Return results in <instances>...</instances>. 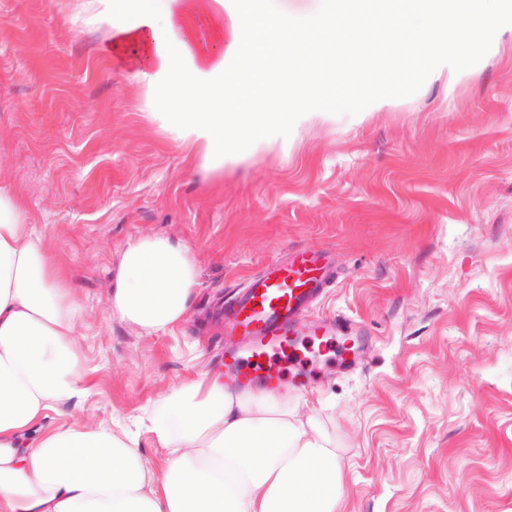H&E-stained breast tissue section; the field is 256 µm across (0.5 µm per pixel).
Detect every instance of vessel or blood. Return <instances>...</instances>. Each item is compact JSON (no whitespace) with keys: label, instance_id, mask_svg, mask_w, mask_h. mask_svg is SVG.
I'll use <instances>...</instances> for the list:
<instances>
[{"label":"vessel or blood","instance_id":"obj_1","mask_svg":"<svg viewBox=\"0 0 512 512\" xmlns=\"http://www.w3.org/2000/svg\"><path fill=\"white\" fill-rule=\"evenodd\" d=\"M330 270L325 254L296 252L266 262L243 290L225 301V366L233 383L272 391L287 383L304 384L315 366L304 347L335 342L324 327L307 318L324 294Z\"/></svg>","mask_w":512,"mask_h":512}]
</instances>
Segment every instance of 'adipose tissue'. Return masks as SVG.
I'll list each match as a JSON object with an SVG mask.
<instances>
[{
    "label": "adipose tissue",
    "mask_w": 512,
    "mask_h": 512,
    "mask_svg": "<svg viewBox=\"0 0 512 512\" xmlns=\"http://www.w3.org/2000/svg\"><path fill=\"white\" fill-rule=\"evenodd\" d=\"M69 22L104 24L112 50L140 52L167 83L179 136L215 169L269 144L285 120L327 109L284 67L307 28L354 44L357 14L292 20L261 0H47ZM191 249L143 235L120 252L107 306L158 333L188 317L199 285ZM77 303L20 195L0 187V512H337L345 494L336 437L277 391L239 390L222 370L164 393L146 427L166 448L156 473L136 437L106 427L40 429L49 410L92 386L76 343Z\"/></svg>",
    "instance_id": "obj_1"
}]
</instances>
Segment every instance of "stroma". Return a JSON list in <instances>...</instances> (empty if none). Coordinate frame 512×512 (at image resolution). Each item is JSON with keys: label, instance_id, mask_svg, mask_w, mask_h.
I'll return each instance as SVG.
<instances>
[{"label": "stroma", "instance_id": "35a3bbf8", "mask_svg": "<svg viewBox=\"0 0 512 512\" xmlns=\"http://www.w3.org/2000/svg\"><path fill=\"white\" fill-rule=\"evenodd\" d=\"M46 0H0V186L26 202L80 310L94 392L51 428L141 422L158 396L224 364L225 299L262 264L327 251L310 318L363 337L356 370L288 388L329 418L339 512H512V25L458 79L355 116H313L220 170L157 120L163 83ZM187 244L189 320L146 334L106 302L122 247Z\"/></svg>", "mask_w": 512, "mask_h": 512}]
</instances>
